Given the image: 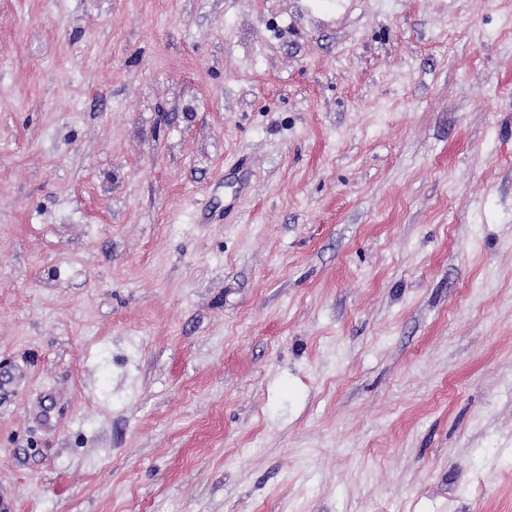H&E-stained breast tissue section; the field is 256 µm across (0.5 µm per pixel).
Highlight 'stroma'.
Here are the masks:
<instances>
[{
  "mask_svg": "<svg viewBox=\"0 0 512 512\" xmlns=\"http://www.w3.org/2000/svg\"><path fill=\"white\" fill-rule=\"evenodd\" d=\"M12 512H512V0H0Z\"/></svg>",
  "mask_w": 512,
  "mask_h": 512,
  "instance_id": "obj_1",
  "label": "stroma"
}]
</instances>
